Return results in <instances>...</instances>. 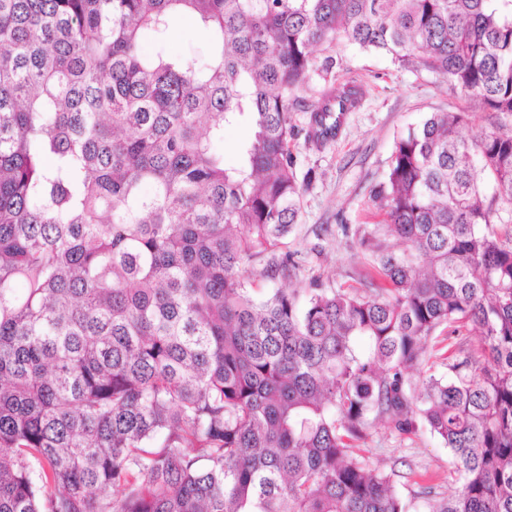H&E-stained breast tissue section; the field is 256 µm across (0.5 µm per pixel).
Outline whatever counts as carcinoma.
Here are the masks:
<instances>
[{
    "mask_svg": "<svg viewBox=\"0 0 512 512\" xmlns=\"http://www.w3.org/2000/svg\"><path fill=\"white\" fill-rule=\"evenodd\" d=\"M178 13L209 63L142 51ZM339 38L491 125L397 137L360 286L257 298L247 266L302 270L291 113ZM354 104L324 94L314 137ZM509 117L512 0H0V512H410L355 446L383 421L451 452L426 512H512ZM469 324L481 354L421 375ZM249 128L246 123L228 127L224 130V165L234 166L238 162V146L248 135Z\"/></svg>",
    "mask_w": 512,
    "mask_h": 512,
    "instance_id": "carcinoma-1",
    "label": "carcinoma"
}]
</instances>
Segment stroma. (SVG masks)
Wrapping results in <instances>:
<instances>
[{"label": "stroma", "instance_id": "obj_1", "mask_svg": "<svg viewBox=\"0 0 512 512\" xmlns=\"http://www.w3.org/2000/svg\"><path fill=\"white\" fill-rule=\"evenodd\" d=\"M208 62V32L187 18L165 35H148L144 52L158 48ZM337 64L327 76H313L305 93L314 103L330 88H356L358 101L344 113L333 141L320 146L308 140L310 113H293L298 133L295 171L304 181L298 223L287 239L298 252L304 271L294 285L305 288L313 276L346 287L368 269L369 255L358 244L356 229L382 216L369 199L371 187L386 177L396 138L419 125L431 112H471L472 125L462 130L471 136L490 122L477 101L450 89L446 82L423 70L399 67L383 55L360 51L338 42L331 51ZM373 465L395 474L400 494L417 512H425L430 497L448 495L455 486L452 455L427 430L411 435L378 425L361 443Z\"/></svg>", "mask_w": 512, "mask_h": 512}]
</instances>
